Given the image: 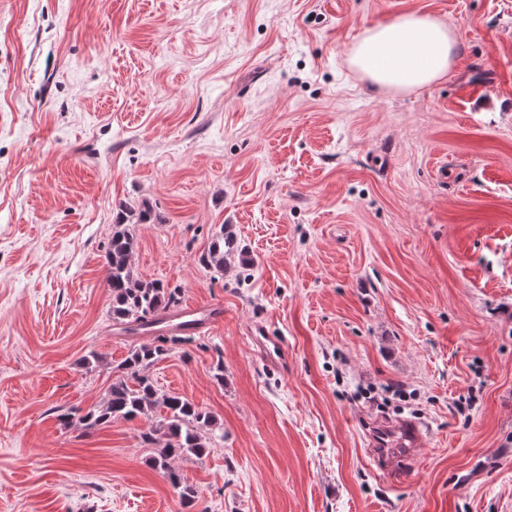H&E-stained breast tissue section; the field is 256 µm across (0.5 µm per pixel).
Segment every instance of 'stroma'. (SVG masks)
I'll return each instance as SVG.
<instances>
[{"label":"stroma","instance_id":"35a3bbf8","mask_svg":"<svg viewBox=\"0 0 512 512\" xmlns=\"http://www.w3.org/2000/svg\"><path fill=\"white\" fill-rule=\"evenodd\" d=\"M408 13L456 62L374 87L350 51ZM143 200L138 277L224 308L148 370L224 432L178 463L208 512H512V0H0V512H180L147 422L56 415L152 340L104 265ZM401 420L427 434L382 471Z\"/></svg>","mask_w":512,"mask_h":512}]
</instances>
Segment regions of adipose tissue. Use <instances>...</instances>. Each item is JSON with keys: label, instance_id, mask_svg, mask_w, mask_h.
Segmentation results:
<instances>
[{"label": "adipose tissue", "instance_id": "1", "mask_svg": "<svg viewBox=\"0 0 512 512\" xmlns=\"http://www.w3.org/2000/svg\"><path fill=\"white\" fill-rule=\"evenodd\" d=\"M457 52L451 26L428 14L408 13L368 30L353 46L350 62L372 84L408 91L445 77Z\"/></svg>", "mask_w": 512, "mask_h": 512}]
</instances>
